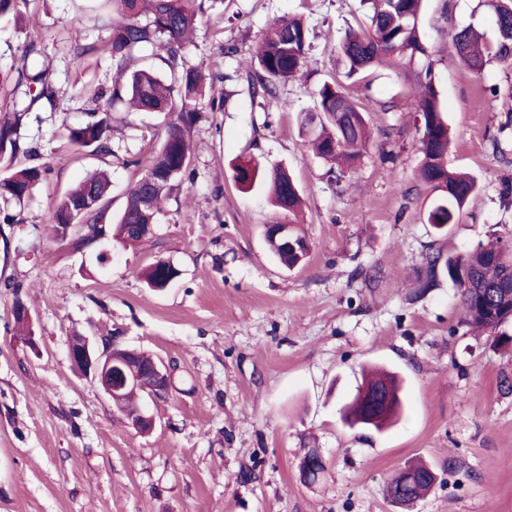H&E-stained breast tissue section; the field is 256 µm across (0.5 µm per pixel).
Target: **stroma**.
I'll return each instance as SVG.
<instances>
[{
  "mask_svg": "<svg viewBox=\"0 0 512 512\" xmlns=\"http://www.w3.org/2000/svg\"><path fill=\"white\" fill-rule=\"evenodd\" d=\"M107 0H27L0 18V111L22 112L23 142L37 144L48 180L0 224V512H402L384 493L422 460L437 473L411 512H512V349L462 325L456 288L418 292L428 248L462 254L512 237V63L460 68L450 35L474 26L494 38L479 0H424L420 28L439 104L453 131L448 162L481 191L437 236L424 221L432 193L419 186L418 122L404 104L413 75L385 67L346 83L371 112L372 139L351 170L316 158L298 134L324 81L341 77L336 46L365 19L360 0H218L197 25L186 57L213 77L224 109L192 133L193 176L176 186L145 242L74 249L42 216L89 172L106 167L109 209L119 214L164 133V118L110 115L108 162L76 153L69 127L93 109L86 86L112 87V58L75 60L68 34L104 41ZM301 17L309 29L306 76L253 95L249 60L269 24ZM236 48L225 54L226 45ZM47 71L54 103L33 102L23 73ZM499 92L494 107L485 91ZM397 107L381 111L382 103ZM284 164L304 200L310 255L299 268L269 253L264 229L280 216L267 190H247L234 164ZM178 277L165 289L139 273L156 260ZM33 316L18 334L16 302ZM109 337L152 353L173 383L142 435L70 365L67 339ZM378 365L403 382L404 412L378 432L344 424L341 412ZM326 463L303 483L299 461Z\"/></svg>",
  "mask_w": 512,
  "mask_h": 512,
  "instance_id": "stroma-1",
  "label": "stroma"
}]
</instances>
